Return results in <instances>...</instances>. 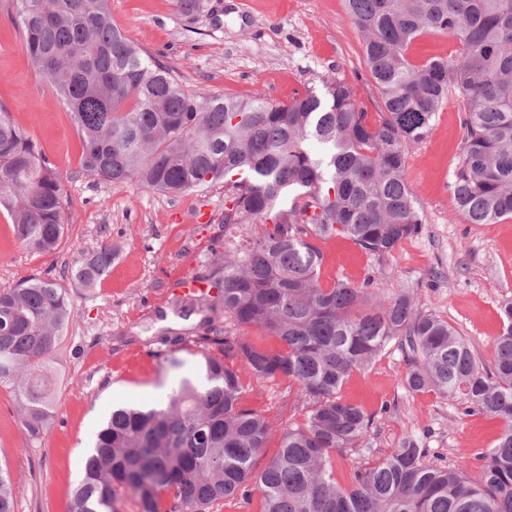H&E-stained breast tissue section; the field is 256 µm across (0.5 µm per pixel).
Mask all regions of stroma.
Masks as SVG:
<instances>
[{
	"label": "stroma",
	"instance_id": "obj_1",
	"mask_svg": "<svg viewBox=\"0 0 512 512\" xmlns=\"http://www.w3.org/2000/svg\"><path fill=\"white\" fill-rule=\"evenodd\" d=\"M211 14L191 20L174 0H111L112 22L147 53L173 68L184 89L285 103L324 80L348 84L371 121L379 109L363 62V38L345 0H210ZM0 108L9 112L55 165L62 178L65 234L50 254L15 240L0 210V288L43 273L60 279L77 316L55 359L62 403L37 442L24 431L13 394L0 387V462L13 480L16 512H68L84 456L113 407L154 405L174 381L193 375L200 348L173 310L175 285L194 276L201 256L224 233V185L213 183L177 197L137 183L112 184L81 168L82 143L68 109L33 73L11 0H0ZM462 113L449 94L426 137L404 147V177L417 199L421 232L393 256L378 258L335 237L320 242L323 286L343 279L374 280L384 291L410 288L419 305L466 337L483 363L494 358L502 304L512 299V217L470 224L452 192L462 154ZM120 253L109 275L87 290L63 273L77 251L102 244ZM181 360L170 371L166 357ZM243 387L245 407L274 428L253 467L273 457L280 434L303 422L307 404L287 381L256 379L241 358L229 361ZM404 355L390 345L365 371L353 372L341 396L371 415V446L380 458L413 435L431 462L477 477L480 455L493 448L499 420L467 415L458 401L409 392Z\"/></svg>",
	"mask_w": 512,
	"mask_h": 512
}]
</instances>
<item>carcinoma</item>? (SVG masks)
<instances>
[{"label":"carcinoma","mask_w":512,"mask_h":512,"mask_svg":"<svg viewBox=\"0 0 512 512\" xmlns=\"http://www.w3.org/2000/svg\"><path fill=\"white\" fill-rule=\"evenodd\" d=\"M14 2L36 77L70 111L84 172L169 196L224 181V239L214 240L194 276L217 293L173 295L181 318L220 309L281 342L257 348L207 316L192 326L195 342L219 345L222 355L203 354L200 381L180 379L165 406L112 411L69 512H112L125 496L141 512H205L256 492L262 512H512V300L486 365L406 288L381 294L370 280L322 287L316 245L342 236L384 257L419 233L404 146L424 138L451 90L463 107L457 210L469 224L512 216V0H346L379 99L375 124L336 79L287 103L188 92L171 67L112 24L110 0ZM176 6L193 19L210 11V0ZM434 32L454 37L458 55L413 64L409 47ZM63 203L52 163L1 111L0 207L15 239L32 253L55 251ZM114 257L110 244L83 252L69 277L93 288ZM76 315L54 278L0 290V387L13 393L32 441L43 438L60 404L53 361ZM393 343L405 353L408 391L460 400L464 412L502 422L478 477L426 462L428 449L410 435L357 468L349 488L336 483V455L371 451V417L341 389ZM237 356L256 379L287 380L310 403L260 471L253 461L272 426L242 405L238 376L224 362ZM0 512H15L2 463Z\"/></svg>","instance_id":"cac0c4a2"}]
</instances>
